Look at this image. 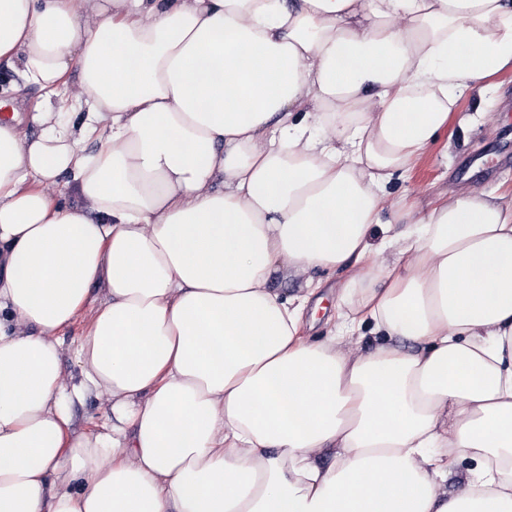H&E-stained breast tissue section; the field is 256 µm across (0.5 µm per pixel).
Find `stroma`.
Listing matches in <instances>:
<instances>
[{"instance_id":"1","label":"stroma","mask_w":512,"mask_h":512,"mask_svg":"<svg viewBox=\"0 0 512 512\" xmlns=\"http://www.w3.org/2000/svg\"><path fill=\"white\" fill-rule=\"evenodd\" d=\"M18 76L6 63H0V105L17 113L28 133L37 128L29 121L33 105L39 99L38 88L16 90ZM512 97V67L488 80V86L457 95L447 125L429 146L422 161L408 173L397 176L388 185L391 197L402 203L427 209L438 196L479 187L492 194H512V169L501 170L491 176L471 174L458 177L457 165L467 155L482 153L494 155L498 145L512 146V111L504 102ZM344 272L324 277L318 292V306L307 308L304 324L309 336L319 339L326 332L325 322L334 315L339 302V290Z\"/></svg>"}]
</instances>
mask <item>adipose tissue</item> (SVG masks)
Listing matches in <instances>:
<instances>
[{
	"mask_svg": "<svg viewBox=\"0 0 512 512\" xmlns=\"http://www.w3.org/2000/svg\"><path fill=\"white\" fill-rule=\"evenodd\" d=\"M1 58L44 95L0 122V512H512V197L387 195L506 0H0ZM322 278L323 286L304 314L306 333L315 339H321L325 335V322L329 316L336 313V305L339 303V290L342 288L345 273L337 271L333 275H322ZM317 298H322V301L315 308L313 304ZM97 304L98 302L85 308L72 325L63 330L59 336H56L62 368L74 381H77L80 377V369L75 358V348L79 337L88 329ZM107 397L104 394H92L81 406L74 409L72 430L74 433L100 430L106 423Z\"/></svg>",
	"mask_w": 512,
	"mask_h": 512,
	"instance_id": "ef3b65f1",
	"label": "adipose tissue"
}]
</instances>
